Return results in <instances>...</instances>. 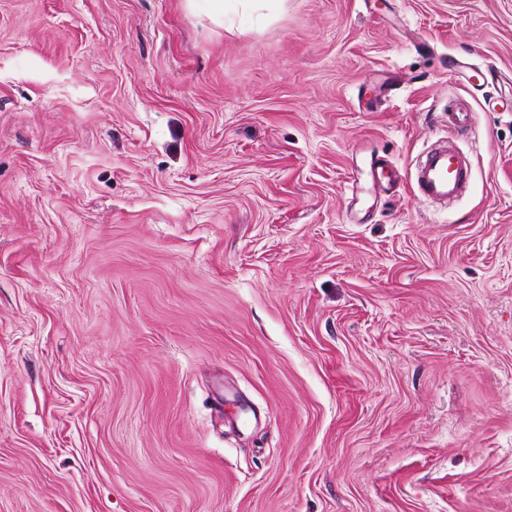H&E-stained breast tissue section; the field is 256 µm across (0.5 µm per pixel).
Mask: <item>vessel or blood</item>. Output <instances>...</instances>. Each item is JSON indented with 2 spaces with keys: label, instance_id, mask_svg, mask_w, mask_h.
Masks as SVG:
<instances>
[{
  "label": "vessel or blood",
  "instance_id": "vessel-or-blood-1",
  "mask_svg": "<svg viewBox=\"0 0 512 512\" xmlns=\"http://www.w3.org/2000/svg\"><path fill=\"white\" fill-rule=\"evenodd\" d=\"M470 174L466 156L447 140L432 147L415 165V182L421 197L437 204L456 200Z\"/></svg>",
  "mask_w": 512,
  "mask_h": 512
}]
</instances>
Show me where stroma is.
Here are the masks:
<instances>
[{"instance_id": "obj_1", "label": "stroma", "mask_w": 512, "mask_h": 512, "mask_svg": "<svg viewBox=\"0 0 512 512\" xmlns=\"http://www.w3.org/2000/svg\"><path fill=\"white\" fill-rule=\"evenodd\" d=\"M373 2L0 0V512H512V0ZM473 108L464 100L458 109L448 110V129L454 132L469 130L472 125ZM467 157L445 138L432 147L415 165V182L420 196L430 203L456 200L470 180Z\"/></svg>"}]
</instances>
